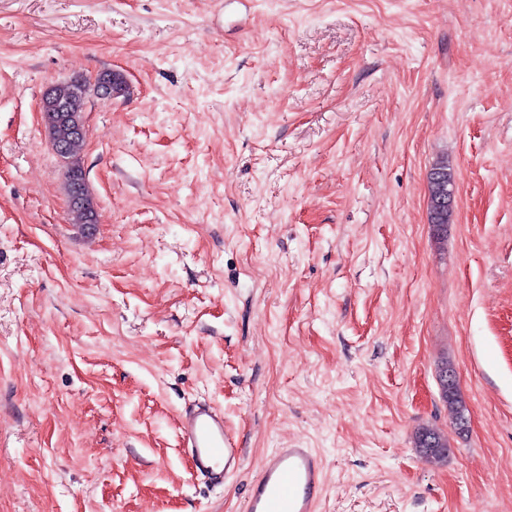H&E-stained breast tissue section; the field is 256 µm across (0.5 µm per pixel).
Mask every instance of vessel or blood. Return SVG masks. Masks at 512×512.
I'll return each instance as SVG.
<instances>
[{
	"label": "vessel or blood",
	"mask_w": 512,
	"mask_h": 512,
	"mask_svg": "<svg viewBox=\"0 0 512 512\" xmlns=\"http://www.w3.org/2000/svg\"><path fill=\"white\" fill-rule=\"evenodd\" d=\"M180 442L195 471L217 487L242 465V451L224 425V413L208 401L194 402L180 419ZM323 462L310 448H276L262 461L244 512H316Z\"/></svg>",
	"instance_id": "1"
}]
</instances>
